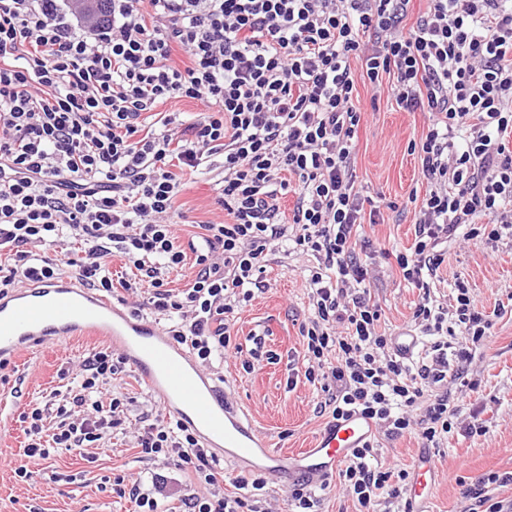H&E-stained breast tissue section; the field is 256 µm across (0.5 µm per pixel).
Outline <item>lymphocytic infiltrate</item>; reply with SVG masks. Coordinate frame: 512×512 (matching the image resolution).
Returning a JSON list of instances; mask_svg holds the SVG:
<instances>
[{"mask_svg":"<svg viewBox=\"0 0 512 512\" xmlns=\"http://www.w3.org/2000/svg\"><path fill=\"white\" fill-rule=\"evenodd\" d=\"M411 0H110L107 19H73L64 0H0V251L16 263L0 274V296L16 283L55 280L62 267L79 282L111 291L113 252L136 269L125 284L164 331L213 368L231 345L241 304L264 290L271 245L286 240L315 257L311 313L300 325L305 379L324 395L319 414L360 413L396 438L416 433L438 447L453 428V391H472L474 349L485 346L501 308L486 310L464 279L452 307L431 289L444 243L464 236L488 248L512 238V0H427L404 29ZM181 47L189 63L171 61ZM362 62L353 69L351 59ZM390 81L397 106L429 113L409 141L431 190L407 253L385 252L420 300L413 321L425 353L404 357L380 332L371 267L357 261L364 214L378 216L355 186L353 159L363 119L353 104L358 82L380 91ZM191 99L204 115L181 127L160 117L144 135L141 118L158 104ZM223 154L219 222L205 224L184 249L177 231L180 173ZM297 196L283 218L279 194ZM80 254L39 256L61 238ZM198 267L180 293L171 273L187 256ZM124 357L104 346L79 360L77 386L58 405L51 442L47 412L24 414L25 455L98 447L122 425L123 399L101 395ZM142 456L192 474L206 492L186 512H258L264 479L236 477L224 493V469L175 418L135 427ZM375 444L356 449L339 482L363 512L380 494L399 498L403 468L372 465ZM512 472L468 486V512H505L494 487Z\"/></svg>","mask_w":512,"mask_h":512,"instance_id":"1","label":"lymphocytic infiltrate"}]
</instances>
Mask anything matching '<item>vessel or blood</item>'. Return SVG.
<instances>
[{
  "label": "vessel or blood",
  "instance_id": "1",
  "mask_svg": "<svg viewBox=\"0 0 512 512\" xmlns=\"http://www.w3.org/2000/svg\"><path fill=\"white\" fill-rule=\"evenodd\" d=\"M91 338L118 349L159 403L226 462L248 467L280 484L301 478L318 486L332 478L375 432L353 413L326 423L310 447L280 452L269 447L229 389L216 386L183 347L154 322L129 314L70 278L0 296V362L15 361L49 338ZM436 464L417 455L408 472L406 512H430Z\"/></svg>",
  "mask_w": 512,
  "mask_h": 512
}]
</instances>
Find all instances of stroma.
I'll use <instances>...</instances> for the list:
<instances>
[{
    "mask_svg": "<svg viewBox=\"0 0 512 512\" xmlns=\"http://www.w3.org/2000/svg\"><path fill=\"white\" fill-rule=\"evenodd\" d=\"M353 103L364 114L355 151L356 186L383 206L377 223L359 227L355 255L372 258L371 295L381 309L380 328L396 334L410 328L419 291L381 253L405 251L413 245L417 201L424 198L428 185L407 145L426 133L429 115L400 110L386 86L376 95L369 86H358ZM213 160V166L183 174L176 202L186 218L181 237L198 233L200 224L221 213L216 203V165L222 157L217 154ZM445 249L448 272L431 290L439 302L452 301L454 282L461 277L486 308L501 304L507 310L470 366L479 383L477 390L454 416L455 427L447 440L431 451L438 467L432 512H464L465 486L492 473L512 472V241L491 250L459 237ZM315 264L314 258L298 256L287 243L279 244L267 267L268 288L235 317L232 336L241 349L226 351L219 370L238 405L272 448L280 451L308 447L326 423L317 413L320 389L299 374L305 350L299 327L310 313L309 278ZM255 335L264 341L263 359L247 372L242 361ZM95 347L88 339L62 340L23 356L21 368L9 366L0 372V394L16 403L12 412L0 415V512H139L135 502L113 492L118 475L139 481L142 492L155 495L158 512H181L183 499L198 493L193 478L142 458L132 434L118 430L103 447L28 461L22 413L49 402L61 403L74 385L72 378L62 377V368ZM110 390L131 400L133 415L161 409L132 366H125ZM474 408L480 411L483 429L468 434L464 428ZM20 465L28 467V478L15 475Z\"/></svg>",
    "mask_w": 512,
    "mask_h": 512,
    "instance_id": "stroma-1",
    "label": "stroma"
}]
</instances>
